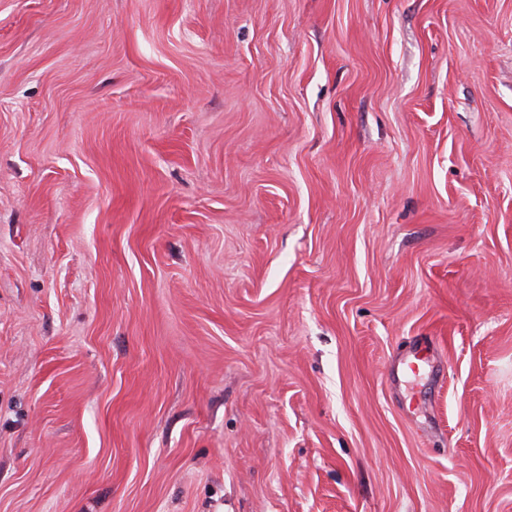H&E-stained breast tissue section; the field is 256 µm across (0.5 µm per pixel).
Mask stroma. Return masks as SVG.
Wrapping results in <instances>:
<instances>
[{
	"label": "stroma",
	"mask_w": 512,
	"mask_h": 512,
	"mask_svg": "<svg viewBox=\"0 0 512 512\" xmlns=\"http://www.w3.org/2000/svg\"><path fill=\"white\" fill-rule=\"evenodd\" d=\"M0 512H512V0H0Z\"/></svg>",
	"instance_id": "35a3bbf8"
}]
</instances>
